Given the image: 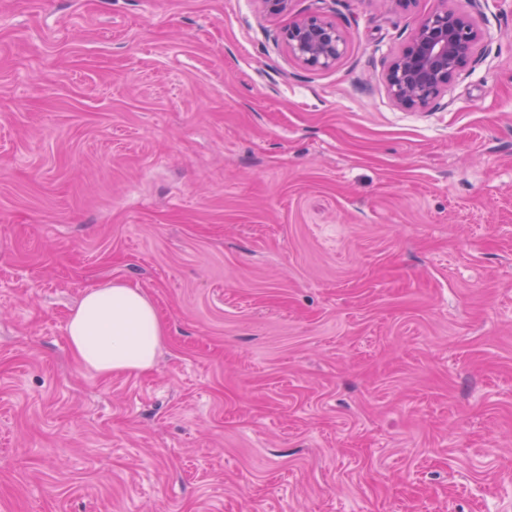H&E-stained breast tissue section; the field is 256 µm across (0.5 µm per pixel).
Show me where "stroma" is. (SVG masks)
<instances>
[{"instance_id":"obj_1","label":"stroma","mask_w":512,"mask_h":512,"mask_svg":"<svg viewBox=\"0 0 512 512\" xmlns=\"http://www.w3.org/2000/svg\"><path fill=\"white\" fill-rule=\"evenodd\" d=\"M449 4L422 110L437 0H0V512H512V0ZM117 278L166 336L103 377L67 323ZM438 2L435 10L416 22L409 43L389 63L386 88L401 108H427L475 61L482 34L473 16L449 7L447 0ZM291 55L301 64L329 68L343 56L346 36L322 15H308L291 23L283 32Z\"/></svg>"}]
</instances>
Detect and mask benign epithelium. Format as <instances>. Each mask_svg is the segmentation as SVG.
I'll return each instance as SVG.
<instances>
[{
  "label": "benign epithelium",
  "instance_id": "7a95c632",
  "mask_svg": "<svg viewBox=\"0 0 512 512\" xmlns=\"http://www.w3.org/2000/svg\"><path fill=\"white\" fill-rule=\"evenodd\" d=\"M481 37L470 13L439 0L435 10L416 22L409 43L389 63L385 83L392 101L404 109L433 104L475 61ZM283 39L298 62L313 68L335 65L346 47L344 32L318 14L291 23Z\"/></svg>",
  "mask_w": 512,
  "mask_h": 512
}]
</instances>
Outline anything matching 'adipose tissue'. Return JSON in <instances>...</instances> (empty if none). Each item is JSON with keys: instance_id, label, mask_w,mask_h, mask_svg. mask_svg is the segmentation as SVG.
I'll list each match as a JSON object with an SVG mask.
<instances>
[{"instance_id": "ef3b65f1", "label": "adipose tissue", "mask_w": 512, "mask_h": 512, "mask_svg": "<svg viewBox=\"0 0 512 512\" xmlns=\"http://www.w3.org/2000/svg\"><path fill=\"white\" fill-rule=\"evenodd\" d=\"M67 333L76 360L109 376L151 368L164 325L144 291L113 280L85 293L69 320Z\"/></svg>"}]
</instances>
